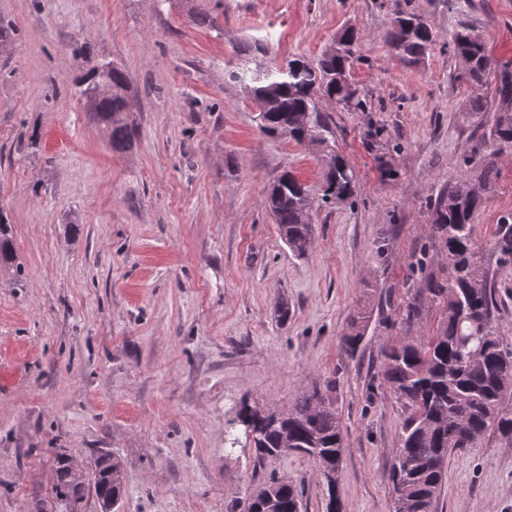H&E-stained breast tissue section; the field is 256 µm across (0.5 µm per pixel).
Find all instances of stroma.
I'll return each mask as SVG.
<instances>
[{
	"label": "stroma",
	"mask_w": 512,
	"mask_h": 512,
	"mask_svg": "<svg viewBox=\"0 0 512 512\" xmlns=\"http://www.w3.org/2000/svg\"><path fill=\"white\" fill-rule=\"evenodd\" d=\"M413 3L436 46L408 66L383 41L387 0H0L16 30L0 48V213L15 258L0 266V512H62L57 454L87 463L101 451L125 463L120 512H227L273 474L304 486L306 512H326L312 460L225 449L236 403L282 411L315 388L330 389L345 435V512H394L405 407L376 378L380 352L441 263L431 202L484 145L448 35L468 18L512 61V0H474L465 16L448 0ZM198 10L219 30L189 22ZM348 26L367 107L326 108L357 176L352 198L331 204L322 148L266 135L229 74L313 59ZM105 61L129 85L121 151L76 87ZM498 165L472 237L512 345V264L495 250L512 218V151ZM286 171L313 201L303 257L264 205ZM364 307L351 358L342 337ZM436 512H512V442L489 433L452 451ZM371 317V312L361 309L350 318L347 332L343 336V346L346 353L352 358L360 350Z\"/></svg>",
	"instance_id": "obj_1"
}]
</instances>
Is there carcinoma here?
<instances>
[{"label":"carcinoma","instance_id":"carcinoma-1","mask_svg":"<svg viewBox=\"0 0 512 512\" xmlns=\"http://www.w3.org/2000/svg\"><path fill=\"white\" fill-rule=\"evenodd\" d=\"M391 27L384 35L389 51L408 66L420 63L434 44L430 23L412 0H392ZM448 46L463 63L456 78L472 89L495 80L491 100L477 97L470 118L485 125L494 113L487 137L490 148L468 158L464 172L433 201L431 234L447 264L441 277H430L429 296L414 293L406 302L400 324L402 336L382 349L377 376L404 401L408 412L398 433L399 451L389 480L394 501L409 504L408 512H435L447 470L448 455L464 449L493 431L512 442V413L504 401L512 391V347L497 335L494 276L482 263L472 241V224L487 202L498 175V159L512 150V63L487 51L481 36L467 21L448 37ZM358 33L347 28L320 56L308 62L293 59L269 69L240 68L231 78L262 103L260 128L270 136H286L327 149L324 202L345 201L355 188V170L330 148L333 129L320 105L321 95L344 108L365 110L366 102L350 82L358 60ZM95 117L111 128L112 148L130 145L132 131L123 121L127 110V79L110 62L77 84ZM279 235L293 255L308 253L313 238L311 200L307 187L290 172L282 174L265 197ZM500 259L512 262V223L500 225L496 241ZM13 260L9 224L0 213V264ZM441 309L442 317L430 336L418 329L423 302ZM361 309L350 318L343 336L346 353L360 350L371 320ZM226 444L233 451L245 439L257 463L290 453L312 459L322 472L327 493L338 489L344 461V437L332 399L315 388L299 397L286 411H272L246 399L235 406ZM90 487L71 477V459L56 457V488L70 504L94 492L99 503L119 501L125 487L124 464L115 453H105L90 465ZM304 489L276 476L235 501L232 512H302Z\"/></svg>","mask_w":512,"mask_h":512}]
</instances>
